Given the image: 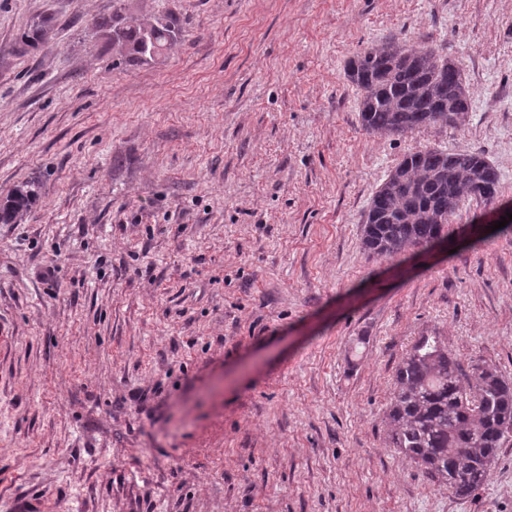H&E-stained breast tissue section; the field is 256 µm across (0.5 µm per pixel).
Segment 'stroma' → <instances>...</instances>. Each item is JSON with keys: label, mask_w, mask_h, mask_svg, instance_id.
I'll return each instance as SVG.
<instances>
[{"label": "stroma", "mask_w": 512, "mask_h": 512, "mask_svg": "<svg viewBox=\"0 0 512 512\" xmlns=\"http://www.w3.org/2000/svg\"><path fill=\"white\" fill-rule=\"evenodd\" d=\"M124 4L181 39L143 63L112 0H0V202L39 184L0 223V512H512V442L460 500L386 420L422 336L512 379V232L473 200L431 249L361 239L425 147L512 203V0ZM389 37L460 68L465 126L363 130L345 66ZM112 15L98 18L94 27L104 32L112 40V45L125 49L129 55L141 61L155 58L144 50L145 36L164 48L173 46L179 39L182 28L179 19L172 13L154 16L150 21L136 23L125 14L124 0H114ZM38 198V190L34 183L20 186L0 204V223L12 224L23 211H27Z\"/></svg>", "instance_id": "35a3bbf8"}]
</instances>
